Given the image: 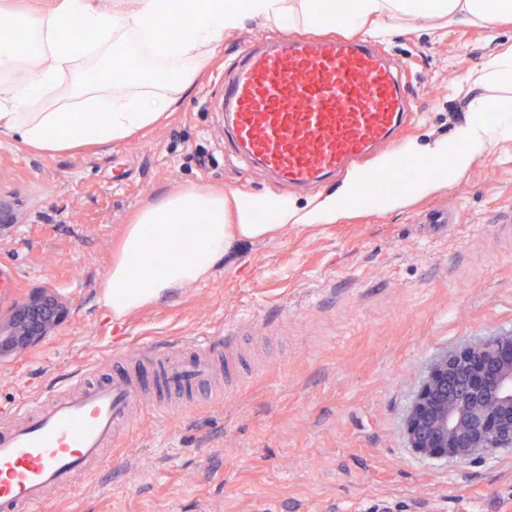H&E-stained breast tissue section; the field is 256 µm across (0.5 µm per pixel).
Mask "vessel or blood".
Listing matches in <instances>:
<instances>
[{"label": "vessel or blood", "instance_id": "obj_1", "mask_svg": "<svg viewBox=\"0 0 512 512\" xmlns=\"http://www.w3.org/2000/svg\"><path fill=\"white\" fill-rule=\"evenodd\" d=\"M216 107L247 165L291 190L317 188L404 134L408 89L402 72L363 39L290 37L246 48L230 62ZM456 222L455 211H431L420 234L442 237ZM249 332L243 322L220 336L116 354L108 380H92L88 367L17 408L0 425V512H42L54 490L87 476L117 444L145 388L162 409L204 391L217 399L232 393L244 382L235 352ZM141 364L151 367V381L140 376Z\"/></svg>", "mask_w": 512, "mask_h": 512}]
</instances>
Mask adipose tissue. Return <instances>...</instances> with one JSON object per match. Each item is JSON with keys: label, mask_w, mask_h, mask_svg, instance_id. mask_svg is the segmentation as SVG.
<instances>
[{"label": "adipose tissue", "mask_w": 512, "mask_h": 512, "mask_svg": "<svg viewBox=\"0 0 512 512\" xmlns=\"http://www.w3.org/2000/svg\"><path fill=\"white\" fill-rule=\"evenodd\" d=\"M452 23L494 25L512 20V0H431ZM421 0H52L33 23L31 38L0 51V134L53 154L99 148L128 139L165 118L200 77L225 33L247 18L282 25H319L331 18L373 37L390 35L389 18L420 16ZM151 59L123 87L112 84V63L131 45ZM471 116L450 143L401 152L434 160L399 191L365 197V176L351 173L337 192L300 209L276 195H224L194 187L168 195L127 225L104 283L102 303L113 319L155 303L170 291L211 277L238 239H259L289 224H333L344 202L369 199L386 212L431 194L467 171L496 138L512 135V102L474 97ZM274 216L271 224L257 213Z\"/></svg>", "instance_id": "1"}]
</instances>
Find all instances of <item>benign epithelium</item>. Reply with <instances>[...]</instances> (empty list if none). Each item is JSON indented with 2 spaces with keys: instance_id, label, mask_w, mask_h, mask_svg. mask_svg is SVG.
I'll list each match as a JSON object with an SVG mask.
<instances>
[{
  "instance_id": "1",
  "label": "benign epithelium",
  "mask_w": 512,
  "mask_h": 512,
  "mask_svg": "<svg viewBox=\"0 0 512 512\" xmlns=\"http://www.w3.org/2000/svg\"><path fill=\"white\" fill-rule=\"evenodd\" d=\"M67 307L40 291L0 317V357L38 345ZM412 447L433 457L466 461L479 452L512 448V337L466 347L441 359L418 396L410 423Z\"/></svg>"
}]
</instances>
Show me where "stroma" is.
I'll list each match as a JSON object with an SVG mask.
<instances>
[{"label":"stroma","instance_id":"1","mask_svg":"<svg viewBox=\"0 0 512 512\" xmlns=\"http://www.w3.org/2000/svg\"><path fill=\"white\" fill-rule=\"evenodd\" d=\"M376 41L406 72L413 118L403 139L452 140L469 86L512 46V23L489 29L433 16L391 20ZM247 21L225 33L202 76L158 125L100 151L38 154L0 135V268L19 287L8 315L53 289L66 320L35 348L0 358V423L112 355L185 341L245 318L278 325L246 383L172 410L138 401V417L79 483L44 512H512V450L459 461L412 447L408 424L445 354L512 337V139L493 144L448 186L378 212L351 207L336 224H291L237 242L208 279L113 321L102 286L127 224L184 186L274 192L225 149L219 77L246 44L305 34ZM458 214L426 241V211Z\"/></svg>","mask_w":512,"mask_h":512}]
</instances>
